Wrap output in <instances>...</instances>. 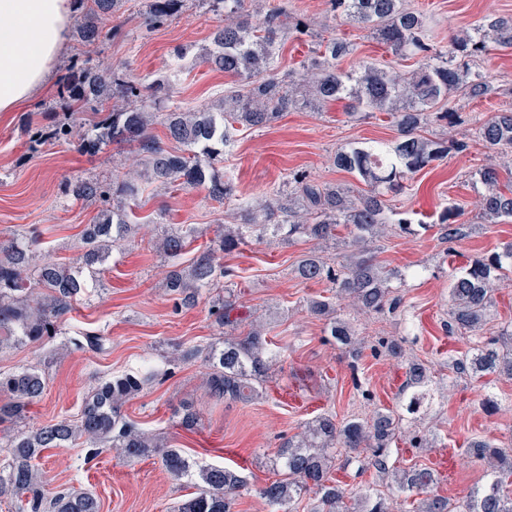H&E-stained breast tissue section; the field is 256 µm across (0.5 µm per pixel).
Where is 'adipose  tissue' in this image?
Masks as SVG:
<instances>
[{
  "label": "adipose tissue",
  "instance_id": "obj_1",
  "mask_svg": "<svg viewBox=\"0 0 512 512\" xmlns=\"http://www.w3.org/2000/svg\"><path fill=\"white\" fill-rule=\"evenodd\" d=\"M73 0H0V112L48 78L68 41Z\"/></svg>",
  "mask_w": 512,
  "mask_h": 512
}]
</instances>
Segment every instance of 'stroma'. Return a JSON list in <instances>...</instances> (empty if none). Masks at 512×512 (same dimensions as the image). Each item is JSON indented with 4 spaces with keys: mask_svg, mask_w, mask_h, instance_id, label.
Wrapping results in <instances>:
<instances>
[{
    "mask_svg": "<svg viewBox=\"0 0 512 512\" xmlns=\"http://www.w3.org/2000/svg\"><path fill=\"white\" fill-rule=\"evenodd\" d=\"M292 12L316 21L315 37L299 39L287 34L273 63L275 74H303L318 53V43L334 37L351 42V54L337 60L338 69L350 72L363 61H378L397 74L412 69L409 61L385 51L370 32L356 24L333 20L328 0H284ZM430 19V33L439 48L451 37L474 32L493 16L512 14V0H406ZM145 0H122L114 20L121 23L118 37L104 38L86 47L70 37L66 52L54 68L62 74L75 54L83 52L104 62L115 74L148 87L158 78L169 85L163 107L171 111L216 109L231 84L230 77L200 62L211 46L214 28L222 16L207 0H183L177 16L149 29L139 12ZM473 72L490 77L497 91L472 101L456 98L451 120L431 118V136L451 134L467 142V150L449 154L430 169L417 173L399 195L389 197L393 211L409 210L428 223L419 235L394 234L380 242L378 261L402 274L400 314L364 316L356 330L367 345L377 337H406L408 357L427 362L434 376L432 399L416 414H404L403 429L430 434L426 448L399 441L392 458L403 466L426 465L440 474L432 493L456 501L482 488L486 473L464 448L478 435L512 445V380L460 375L448 366L452 357L468 352L475 340L449 334V288L455 268L474 257L500 250L512 241V220L490 224L482 218L479 199L484 191L474 174L498 162L496 152L475 141L479 122L512 107V48L491 47L475 59ZM44 124L63 118L64 107L54 82H47L14 111L0 113V241L19 230L34 231L30 250L35 257L52 255L72 264L83 252L81 232L97 216L95 202L73 201L66 196V181L94 176L103 180L139 168L135 152L116 149L90 156L75 143L52 141L39 153H30L25 124L30 113ZM395 130L377 113L348 118L345 102L322 111L292 110L270 126L244 128L224 156L223 172L239 190L238 201L210 200L204 189L179 190L146 182L135 214L150 225L149 234H135L113 250L101 274L86 275V290L68 314L62 334L43 345L0 349V373L44 365L46 390L31 407L28 422L46 425L79 414L91 388L113 374L143 365L161 374L124 412L143 429L181 448L192 460L220 464L243 472L252 485L274 480L270 465L283 437L296 433L308 419L321 413L344 419L369 416L374 410L401 404L405 370L394 359L378 358L364 350L358 363L337 346L325 343L322 321L307 309L306 301L328 294V282H302L294 268L309 241L287 244L271 236H249L246 245L226 256L225 267L234 275L227 283L239 294L240 314L247 320L263 317L268 335L277 343L280 359L263 395L248 405L213 401L203 385L200 362L177 358L181 347H201L221 341L209 316L210 299L193 309H177L164 288L162 258L153 248L155 236L166 224H192L213 238L224 224L238 221L239 200L256 201L276 190H288L294 175L302 174L327 184L357 185V178L337 170L332 158L338 148L353 142L386 141ZM455 208L465 235L446 243L432 225L444 208ZM82 330L103 336L98 351L77 348L72 339ZM194 402L201 427L189 433L178 427L181 402ZM75 446L44 452L40 467L52 489L74 487L93 492L101 512H172L192 487L165 472L159 459L126 461L105 451L93 460Z\"/></svg>",
    "mask_w": 512,
    "mask_h": 512,
    "instance_id": "stroma-1",
    "label": "stroma"
}]
</instances>
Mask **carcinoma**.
Returning a JSON list of instances; mask_svg holds the SVG:
<instances>
[{
  "label": "carcinoma",
  "mask_w": 512,
  "mask_h": 512,
  "mask_svg": "<svg viewBox=\"0 0 512 512\" xmlns=\"http://www.w3.org/2000/svg\"><path fill=\"white\" fill-rule=\"evenodd\" d=\"M87 7V19L79 25L81 40L94 42L102 34L120 35L112 15L121 0H76ZM224 10V24L213 32L212 45L202 62L235 78L238 85L225 90L219 111L160 112L166 94L164 81L146 89L133 80L115 76L101 63L76 57L60 76L59 93L72 113H92L86 130L67 122L28 127L29 149L38 152L54 140L77 139L79 148L99 154L109 145L132 146L144 161L136 177L112 175V182L77 177L65 184V194L75 201L95 200L103 205L97 221L82 231L84 252L79 266L62 265L50 258L33 263L27 247L0 241V345L41 344L61 333L65 317L85 288L83 271L99 273L112 249L129 240L136 225L129 223L126 205L141 191L147 177L163 184L203 188L220 203L237 197V187L220 169L224 153L233 142L236 126L266 127L288 108L319 109L348 99L352 114L361 109L390 115L396 136L377 144L353 142L333 157L336 169L350 173L368 187L356 195L345 186H330L296 175L288 195L278 192L241 209V223L226 224L203 247H198L188 264L180 262L203 231L191 224L167 227L156 241V251L168 260L165 288L176 305L193 307L205 293L212 297L210 314L224 330V341L205 349L180 351L184 362H204V381L216 399L247 404L261 396L280 352L266 336V323L254 320L249 329L237 332L239 296L229 287L220 288L230 270L218 258L230 254L257 229L271 232L284 242L306 238L315 248L304 254L295 267L306 282L331 283L334 296H316L307 301L312 315L324 321L328 339L358 358L363 343L351 320L337 314L336 300L344 299L356 314H395L402 297L393 291L398 277L376 259L377 242L396 224L408 235L416 234L405 212L387 213L384 197L404 191L408 177L430 167L467 144L428 137L424 125L434 105L447 103L456 94L477 98L492 91L491 82L471 76L467 61L489 50V44L512 48V16L492 19L487 29L455 36L448 50L440 52L426 34L423 15L404 8L403 0H329L334 19L368 28L374 38L393 55L416 60L406 77H395L385 67L366 62L353 72L336 68V60L353 51L352 45L334 38L315 59L307 74L285 85L273 74V63L284 33L311 34V23L277 6L262 25H251L243 15L244 0H210ZM180 0H148L143 24L155 27L179 11ZM166 129V138L176 143L167 148L151 133L156 119ZM476 138L489 149L512 148V111L498 112L476 129ZM501 176L488 165L477 170L484 192L480 198L483 217L496 224L512 217V164ZM452 208L439 217L441 239L448 242L463 235ZM349 235L343 251L331 266L322 249L338 241V227ZM512 280V242L502 251L479 256L454 276L450 287L451 308L448 332L473 333L481 345L455 359L452 369L459 374H495L512 379V324L484 335L491 321L497 287ZM406 340L382 339L374 352L405 360L402 391L408 408L421 404L432 382L428 365L405 358ZM156 372L144 368L112 375L85 400L79 416L63 418L42 427L26 424L30 407L45 391L46 378L36 367L0 377V427L9 431L0 438V497L16 499L14 512H100V502L88 491H56L46 488L38 469L42 454L51 448L81 445L85 457L98 456L100 446L135 461L158 457L173 478H197L194 492L176 505V512H232L237 497L251 492L246 476L226 467L201 466L180 448L140 428L123 412L124 405L139 395ZM399 413L377 409L368 418L352 416L342 421L321 414L305 422L300 431L284 439L273 464L279 478L256 489L269 512H402L400 497L423 490L436 481L429 468H402L392 461V446L401 438ZM370 452L371 465L386 476L385 489H368L356 497L348 495L331 477L333 464L342 454ZM469 456L486 466L488 481L481 490L462 500L433 495L418 502L416 512H512V448H502L484 437L468 441Z\"/></svg>",
  "instance_id": "cac0c4a2"
}]
</instances>
